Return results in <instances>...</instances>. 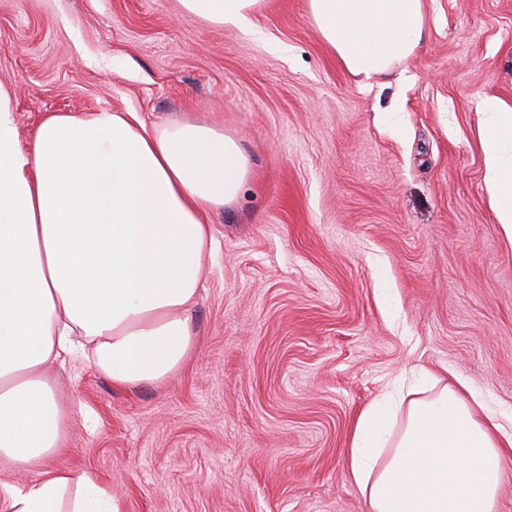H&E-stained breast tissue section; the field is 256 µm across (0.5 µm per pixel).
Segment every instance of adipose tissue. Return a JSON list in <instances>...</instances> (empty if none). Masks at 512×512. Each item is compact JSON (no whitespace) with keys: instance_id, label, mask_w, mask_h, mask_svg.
Wrapping results in <instances>:
<instances>
[{"instance_id":"1","label":"adipose tissue","mask_w":512,"mask_h":512,"mask_svg":"<svg viewBox=\"0 0 512 512\" xmlns=\"http://www.w3.org/2000/svg\"><path fill=\"white\" fill-rule=\"evenodd\" d=\"M265 0H181L204 21L248 26ZM328 50L362 81L420 48L424 0H307ZM485 183L512 241V106L480 98ZM250 171L235 139L204 122L148 132L119 112L48 114L31 148L0 84V457L36 470L0 483V512H125L92 470L50 467L66 431L59 386L83 358L126 389L160 384L198 344L190 311L210 218ZM506 433L463 381L422 372L360 415L348 470L366 512H496Z\"/></svg>"}]
</instances>
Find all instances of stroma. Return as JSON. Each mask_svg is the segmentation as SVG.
I'll return each instance as SVG.
<instances>
[{"mask_svg":"<svg viewBox=\"0 0 512 512\" xmlns=\"http://www.w3.org/2000/svg\"><path fill=\"white\" fill-rule=\"evenodd\" d=\"M0 83L19 139L49 113L205 121L250 159L211 222L167 382L118 390L75 364L51 464L126 512H366L354 424L404 372L466 380L512 418V244L484 185L481 96L512 106V0H426V36L362 85L307 0L246 28L179 0H0Z\"/></svg>","mask_w":512,"mask_h":512,"instance_id":"stroma-1","label":"stroma"}]
</instances>
